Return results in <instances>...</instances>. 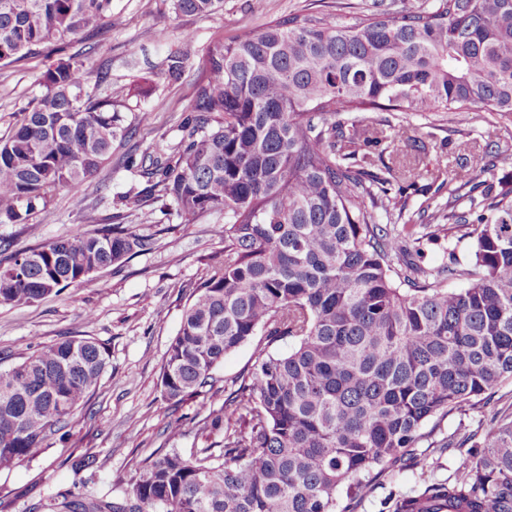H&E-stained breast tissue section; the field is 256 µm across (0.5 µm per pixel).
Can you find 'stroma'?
I'll return each mask as SVG.
<instances>
[{
    "label": "stroma",
    "mask_w": 512,
    "mask_h": 512,
    "mask_svg": "<svg viewBox=\"0 0 512 512\" xmlns=\"http://www.w3.org/2000/svg\"><path fill=\"white\" fill-rule=\"evenodd\" d=\"M374 0H224L208 15L174 13L172 0H112V26L98 35L73 40L69 53L88 54L107 70L113 85L148 82L152 95L123 109L125 133L109 160L75 190L51 192L47 206L28 223H0V253L24 252L49 240L93 232L83 220L94 211L101 223L126 225L150 238L149 250L95 272L76 286L17 308L0 305V365L64 339L92 338L104 344L109 365L99 388L77 408L48 446L0 468V512H30L51 496L94 495L118 499L136 472L168 449L184 455H221L224 433L211 421L224 413V398L254 362L255 343L229 352L217 368L212 395L168 406L159 375L168 346L196 283L209 276L224 256V215L214 211L184 222L161 185L127 167L128 158L155 151L173 154L182 138L180 123L189 113L206 48L242 28L262 30L269 22L306 9L350 20ZM184 58L178 77L167 71L168 57ZM57 59L44 48L9 66H0V138L21 109L39 96L44 72ZM149 121H141V111ZM390 123L406 121L424 141L432 178L407 190L409 210L424 201L443 204L442 185L458 159H467L482 184L512 177V120L487 112L453 116L445 112H388ZM422 267L465 260L470 242L439 232L425 238L420 225ZM93 318H86V311ZM512 415V380L489 395L483 407L454 413L438 423L440 433L459 439L455 448L417 449L416 459L395 466L353 503V512H389L392 499L423 482L453 477L469 457L465 442L490 420Z\"/></svg>",
    "instance_id": "stroma-1"
}]
</instances>
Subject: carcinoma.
Masks as SVG:
<instances>
[{"label":"carcinoma","instance_id":"1","mask_svg":"<svg viewBox=\"0 0 512 512\" xmlns=\"http://www.w3.org/2000/svg\"><path fill=\"white\" fill-rule=\"evenodd\" d=\"M208 15L224 0H173ZM112 24V0H0V64ZM86 58H58L44 92L0 140V220L26 224L49 192L93 177L124 135L121 104L147 83L103 89ZM512 115V0L379 6L342 22L294 13L207 49L178 159L129 158L164 185L185 221L224 212V259L196 285L162 362L177 406L212 386L230 351L258 332L288 353L259 351L224 400V455L176 448L144 466L127 495L50 498L42 512H350L373 479L414 449L448 448L424 431L473 410L512 379V180L448 175V210L421 221L472 239L469 261L414 262L417 239L379 224L402 217L415 165L375 157L365 112ZM381 162L385 176L372 171ZM149 240L120 224L0 260V304L28 305L118 263ZM447 278L464 283L443 285ZM107 350L66 339L0 368V467L43 445L99 387ZM471 459L443 482L393 499L391 512H512V416L480 430Z\"/></svg>","mask_w":512,"mask_h":512}]
</instances>
